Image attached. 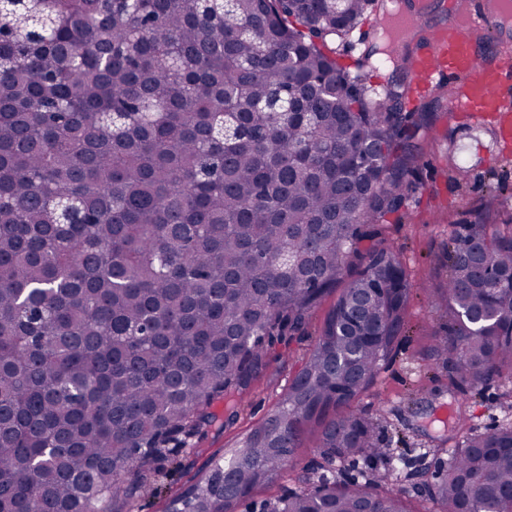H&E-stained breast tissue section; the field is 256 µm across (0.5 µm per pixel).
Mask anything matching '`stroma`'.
<instances>
[{
  "label": "stroma",
  "mask_w": 512,
  "mask_h": 512,
  "mask_svg": "<svg viewBox=\"0 0 512 512\" xmlns=\"http://www.w3.org/2000/svg\"><path fill=\"white\" fill-rule=\"evenodd\" d=\"M420 159V182L406 206L384 224L375 225L376 239L399 252L416 289L406 316V329L393 359L354 402L376 418L387 457H354L327 463L318 448L317 428L308 426L292 463L272 481L255 488L251 500L262 504L289 490L309 487L321 475L345 482L375 480L380 490L399 491L414 512H425L410 474L445 458L452 442L430 425L431 409L448 403V371L430 358L436 337L445 335L447 318L431 301L430 291L445 280L443 257L454 225L475 220L474 208L489 191H497L506 207L500 219L512 216V151L497 153L495 133L485 122L439 109L432 118ZM335 295H327L301 326L270 348L267 363L239 397L225 404L223 430L208 428L196 438L201 454L181 456L164 466L152 486L136 491L135 512H163L168 500L191 482L207 475L211 456H230L243 439L274 411L281 395L304 366L323 328ZM467 424L483 431L512 421V379L488 381L481 395L467 403Z\"/></svg>",
  "instance_id": "35a3bbf8"
}]
</instances>
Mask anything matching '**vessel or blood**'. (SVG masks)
<instances>
[{"mask_svg":"<svg viewBox=\"0 0 512 512\" xmlns=\"http://www.w3.org/2000/svg\"><path fill=\"white\" fill-rule=\"evenodd\" d=\"M486 9L463 14L455 26L421 37L410 58L414 93L428 92L436 83L456 87V111L470 118L493 119L503 145L512 144V59L485 65L478 61L474 29L494 27Z\"/></svg>","mask_w":512,"mask_h":512,"instance_id":"1","label":"vessel or blood"}]
</instances>
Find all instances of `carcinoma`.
I'll return each mask as SVG.
<instances>
[{
  "label": "carcinoma",
  "instance_id": "1",
  "mask_svg": "<svg viewBox=\"0 0 512 512\" xmlns=\"http://www.w3.org/2000/svg\"><path fill=\"white\" fill-rule=\"evenodd\" d=\"M378 0H0V512H112L197 451L285 329L344 284L270 417L164 512H230L309 424L327 462L381 457L352 401L393 355L414 284L367 224L399 212L442 87L345 45ZM392 63L368 84L373 57ZM503 206L448 240L434 289L448 393L512 374ZM369 245L364 247L362 242ZM417 472L440 512H512V426L463 428ZM411 512L321 478L270 512Z\"/></svg>",
  "mask_w": 512,
  "mask_h": 512
}]
</instances>
